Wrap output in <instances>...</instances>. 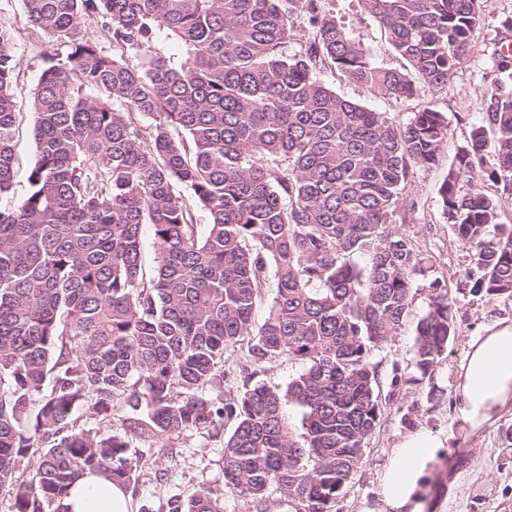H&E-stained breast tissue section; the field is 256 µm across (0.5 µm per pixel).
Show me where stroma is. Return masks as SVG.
<instances>
[{
    "label": "stroma",
    "mask_w": 512,
    "mask_h": 512,
    "mask_svg": "<svg viewBox=\"0 0 512 512\" xmlns=\"http://www.w3.org/2000/svg\"><path fill=\"white\" fill-rule=\"evenodd\" d=\"M324 8L353 36L363 39L371 61L380 67H403V59L381 31L377 21L359 0H325ZM484 23L473 33L474 51L438 94L419 91L409 100L398 101L369 92L350 82L336 69L325 68L320 80L337 93L370 110L384 113L396 123L408 120L412 112L433 104L445 114L450 135L434 165L415 168L407 185V198L418 207L405 223L394 224L395 232L408 236L415 248L439 277L450 304L456 328L442 362L431 378L411 383L415 326L428 303L429 279L418 280L420 290L406 324L395 336L373 351L370 361L381 377V419L365 443L357 472L338 499L336 512H364L376 501L378 477L392 448L405 434L426 429L444 440L443 454L428 477L422 495L425 512H512V411L502 414L481 432H470L457 410L454 377L471 337L482 334L494 322H512V297H491L470 292L466 272L470 267L467 249L457 241L442 213L439 187L448 173L455 153L463 146L470 127L481 112L483 97L494 74L492 57L497 48V26L512 16V0H482ZM0 28L9 31L15 43L17 66L13 91L17 112L15 176L10 194L0 196V208L13 206L29 190L27 180L33 158L32 98L49 58L59 45L27 20L22 0H0ZM110 54L123 57L129 65L141 67L154 54L180 61L185 56L181 43L158 32L150 50L135 51L103 39ZM432 276V277H433ZM246 343L224 356V394L240 395L245 383L286 387L298 373L297 363L279 357L264 364L246 360ZM224 439L194 432L181 436L172 456H158L153 465L142 468L131 490L136 512L151 507L161 512L173 496L187 497L201 490L212 492L224 502V512H255L252 505L224 483Z\"/></svg>",
    "instance_id": "stroma-1"
}]
</instances>
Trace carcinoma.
<instances>
[{"label": "carcinoma", "mask_w": 512, "mask_h": 512, "mask_svg": "<svg viewBox=\"0 0 512 512\" xmlns=\"http://www.w3.org/2000/svg\"><path fill=\"white\" fill-rule=\"evenodd\" d=\"M22 2L63 52L34 97L28 194L0 209V495L15 512H65L87 471L136 483L149 458L131 453L133 441L155 439L167 454L180 435L215 436L232 421L225 485L256 512L273 491L296 512H333L380 422L370 355L405 324L427 269L391 225L415 209L404 191L415 168L435 164L449 123L429 104L396 124L317 73L333 67L396 100L435 95L473 50L481 0H361L402 70L373 65L322 0ZM87 17L136 50L163 29L187 56L135 69L84 31ZM302 23L308 37L289 52ZM15 68L0 27V196L14 177ZM493 72L439 194L471 253V290L512 296V225L474 184L512 188L511 52L494 53ZM428 288L413 354L422 380L455 336L447 294L437 279ZM244 339L250 362L285 355L300 372L283 390L257 384L224 398V353ZM287 403L303 409L299 440ZM80 408L122 410V431L92 432ZM167 512L224 504L202 491L169 499Z\"/></svg>", "instance_id": "obj_1"}]
</instances>
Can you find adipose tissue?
I'll return each instance as SVG.
<instances>
[{
    "mask_svg": "<svg viewBox=\"0 0 512 512\" xmlns=\"http://www.w3.org/2000/svg\"><path fill=\"white\" fill-rule=\"evenodd\" d=\"M455 395L460 416L474 433L512 410V323H495L469 343ZM441 447L440 437L431 431L407 433L379 475L377 502L369 512H423L420 490ZM63 504L67 512H133L129 492L100 473L76 482Z\"/></svg>",
    "mask_w": 512,
    "mask_h": 512,
    "instance_id": "1",
    "label": "adipose tissue"
}]
</instances>
